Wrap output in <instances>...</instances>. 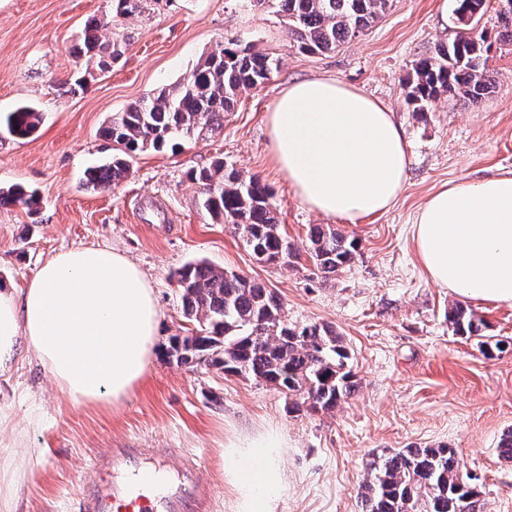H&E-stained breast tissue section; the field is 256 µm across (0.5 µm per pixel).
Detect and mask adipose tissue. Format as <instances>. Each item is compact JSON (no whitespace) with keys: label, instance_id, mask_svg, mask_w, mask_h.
<instances>
[{"label":"adipose tissue","instance_id":"obj_1","mask_svg":"<svg viewBox=\"0 0 512 512\" xmlns=\"http://www.w3.org/2000/svg\"><path fill=\"white\" fill-rule=\"evenodd\" d=\"M272 160L311 210L349 221L387 211L408 175L393 111L331 77L295 82L268 116ZM429 279L465 300L512 304V175L448 184L413 223ZM162 312L142 271L106 247L42 262L25 287L0 285V377L33 351L61 392L111 405L142 378ZM281 440L267 432L225 448L236 512H272L284 488Z\"/></svg>","mask_w":512,"mask_h":512}]
</instances>
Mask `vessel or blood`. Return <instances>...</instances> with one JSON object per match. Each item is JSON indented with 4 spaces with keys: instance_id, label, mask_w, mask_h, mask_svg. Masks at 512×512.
Here are the masks:
<instances>
[{
    "instance_id": "b4317fda",
    "label": "vessel or blood",
    "mask_w": 512,
    "mask_h": 512,
    "mask_svg": "<svg viewBox=\"0 0 512 512\" xmlns=\"http://www.w3.org/2000/svg\"><path fill=\"white\" fill-rule=\"evenodd\" d=\"M146 455L143 448H113L97 459L96 467L110 470L112 480L89 486L77 512H203L204 480L195 460L148 465Z\"/></svg>"
}]
</instances>
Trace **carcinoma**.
<instances>
[{
	"label": "carcinoma",
	"instance_id": "carcinoma-1",
	"mask_svg": "<svg viewBox=\"0 0 512 512\" xmlns=\"http://www.w3.org/2000/svg\"><path fill=\"white\" fill-rule=\"evenodd\" d=\"M112 12L89 20L74 47L75 58L99 69L116 59V44L106 39L112 23L144 12V0H111ZM288 26L291 47L319 54L364 34L387 11L391 0H269ZM455 12L465 33L441 45L435 55L418 61L407 78V97L414 111L424 112L442 95L480 104L496 88L487 68L495 45L512 46V8L494 7L499 30L477 28L489 0H455ZM280 59L251 52L231 40L201 58L190 76L148 100L116 112L103 135L115 144L112 158L85 171L86 181L106 189L126 178L129 159L148 148H176L183 137L205 138L224 126L239 95L269 80ZM42 114L21 105L0 116V128L23 139L38 128ZM188 179L198 185L201 204L211 218L230 224L251 255L270 265L286 266L284 234L272 207V194L259 178L228 169L224 159L193 169ZM36 204L35 193L21 185L0 190V205ZM358 243L328 225L310 230L309 257L324 278L345 269ZM184 317L199 330L171 338L168 354L177 362L202 363L227 375L272 386L291 399L293 412L328 413L357 389L348 366L350 354L342 337L328 326L290 325L283 320V303L266 285L246 275L218 269L201 260L177 273ZM455 333L466 339L482 337L484 321L457 305L448 311ZM362 512H483L484 503L461 468L454 448H403L370 462L361 486Z\"/></svg>",
	"mask_w": 512,
	"mask_h": 512
}]
</instances>
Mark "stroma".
I'll use <instances>...</instances> for the list:
<instances>
[{
	"label": "stroma",
	"mask_w": 512,
	"mask_h": 512,
	"mask_svg": "<svg viewBox=\"0 0 512 512\" xmlns=\"http://www.w3.org/2000/svg\"><path fill=\"white\" fill-rule=\"evenodd\" d=\"M110 8V0H0V113L29 104L42 114L29 138L0 134V187L20 184L38 198L31 209L0 206V282L21 288L60 251L108 247L139 265L164 313L145 373L121 404L76 403L29 351L0 379V406L17 425L0 440V464H14L22 448L45 451L20 469L18 512H73L83 484L96 477L91 462L128 447L196 456L207 512H235L223 452L269 431L282 439L285 480L273 512H361L359 486L373 455L411 445L456 449L484 512H512V461L497 452L512 430V304L471 305L486 335L504 343L486 357L476 340L454 333L448 310L456 298L428 279L412 239L416 211L442 185L512 174V47L490 53L497 87L481 104L442 96L419 114L406 79L460 30L445 0H392L365 34L316 55L290 47L271 6L163 0L113 29L121 55L109 70L87 71L73 37ZM230 40L275 54L281 65L241 93L223 129L138 153L128 177L108 189L86 185V168L112 154L101 133L111 115L183 81L201 56ZM320 76L387 105L402 127L408 178L386 213L354 223L325 218L300 202L272 161L267 116L275 100L292 82ZM216 157L268 186L295 249L290 266L257 264L231 225L204 213L187 173ZM325 222L359 243L351 266L328 280L307 253L310 227ZM195 260L274 289L288 323L333 326L350 351L356 392L329 414L292 413L269 385L172 361L171 337L191 327L175 274Z\"/></svg>",
	"instance_id": "1"
}]
</instances>
